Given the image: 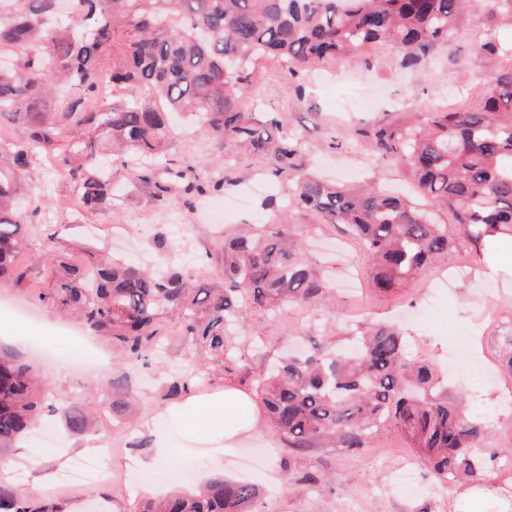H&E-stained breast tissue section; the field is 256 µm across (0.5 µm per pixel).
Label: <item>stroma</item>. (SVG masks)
I'll return each instance as SVG.
<instances>
[{
	"label": "stroma",
	"instance_id": "35a3bbf8",
	"mask_svg": "<svg viewBox=\"0 0 512 512\" xmlns=\"http://www.w3.org/2000/svg\"><path fill=\"white\" fill-rule=\"evenodd\" d=\"M459 27L445 46L411 67H401L397 51L365 48L350 58L304 65L293 77L277 70L263 85L246 82L239 102L249 112L280 113L289 131L305 141L307 160L324 178L413 193L408 171L374 152L371 142H360L359 132L413 125L425 112L478 106L489 68L473 41L491 37L511 46L512 26L469 14ZM334 139L339 148H331ZM172 154L199 170L210 169L214 158L211 139L186 119L175 125ZM234 176L223 190L199 198L178 185L162 198L153 183L114 163L112 198L86 227L59 209L60 201L74 193L64 169L35 167L21 202L31 240L19 258L26 277L19 286L0 289V315L10 316L14 324L13 340L1 341L0 349L32 365L49 388L54 409L28 439L0 451V457L13 462L0 481L61 512H139L147 485L167 490L213 477L257 485L262 494L254 512H455L457 486H442L396 429L379 433L361 449L327 441L296 449L264 423L230 455L220 442L189 438L181 419L167 413L174 401L166 395V380L189 351L178 334L177 316L159 317L162 340L150 365L119 359L111 337L99 333L93 336L88 367L63 364L73 337L83 330L38 299L55 266L63 261L89 264L107 251L153 262L156 237L182 233L185 270L197 282L223 287L218 241L241 225L270 223L271 209L264 205L268 196L287 208L284 184L260 163L240 157ZM288 210V221L305 235V251L326 272L331 302L297 306L285 316L244 309L232 328L236 349L231 362L224 368L208 364L197 391L217 392L230 383L255 393L267 365L289 345L309 348L337 341L342 326L350 323H396L409 340L410 357L436 363L445 373L449 396H464L470 414L484 426L481 446L491 458L488 469L496 474L498 489L472 510L502 512L505 502H512V406L505 402L512 394V369L502 359L512 339V273L489 274L485 262L476 261L462 225L444 210L440 219L453 242L450 260L436 261L382 292L372 284L370 256L342 225L311 211ZM50 236L59 239L60 250L44 247ZM460 345L470 361L483 367V376L448 373V357ZM105 372L129 383L137 394L133 404L113 409L100 380ZM67 410L95 411L94 428L71 432L63 416ZM157 436L166 445L165 463L150 471L146 464L157 453L152 446ZM106 446L112 449L106 464L113 480L66 481L75 461ZM309 471L324 474L323 487L301 483Z\"/></svg>",
	"mask_w": 512,
	"mask_h": 512
}]
</instances>
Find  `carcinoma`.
<instances>
[{
    "instance_id": "cac0c4a2",
    "label": "carcinoma",
    "mask_w": 512,
    "mask_h": 512,
    "mask_svg": "<svg viewBox=\"0 0 512 512\" xmlns=\"http://www.w3.org/2000/svg\"><path fill=\"white\" fill-rule=\"evenodd\" d=\"M58 0H0V118L16 135L0 140V286H18V264L29 245L27 215L16 200L26 174L42 156L59 164L82 208L110 200L105 159L116 156L141 178L186 181L185 191H221L214 179L169 157L176 114L198 119L212 137L216 167L234 153L257 159L291 183L289 204L344 224L376 261L377 287L394 288L428 262L446 259L451 242L437 212L450 207L475 246L512 236V50L493 38L479 52L500 67L477 110L430 112L421 126L381 127L371 139L388 159L408 169L422 203L381 189L327 183L306 170L305 142L284 131L276 113L259 119L237 93L257 57L288 64L344 58L363 46L402 52L413 65L458 30L466 7L486 18L512 20V0H75L69 15ZM72 95L63 112L53 90ZM168 259L158 272L131 260L86 266L62 263L39 300L77 311L93 330L120 342V352L143 359L158 342L156 322L173 313L193 349L167 395L190 386L199 363L230 355L227 324L244 304L288 314L321 303L329 288L303 247L302 233L283 218L256 233L224 240V287L193 284L177 264L179 246L160 238ZM348 342L317 355L272 363L257 396L273 433L292 448L330 440L366 448L378 432L400 430L445 484L477 482L485 471L482 425L462 402L448 400L436 366L405 356L394 325L370 323L348 331ZM48 389L30 367L0 352V448H9L41 414ZM68 428L85 431L89 418L65 412ZM258 495L249 483L213 478L194 491L177 490L143 512H247ZM0 512H56L52 505L0 483Z\"/></svg>"
}]
</instances>
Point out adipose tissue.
I'll list each match as a JSON object with an SVG mask.
<instances>
[{"instance_id": "adipose-tissue-1", "label": "adipose tissue", "mask_w": 512, "mask_h": 512, "mask_svg": "<svg viewBox=\"0 0 512 512\" xmlns=\"http://www.w3.org/2000/svg\"><path fill=\"white\" fill-rule=\"evenodd\" d=\"M174 411L192 433L223 439L228 451L239 446L259 418L251 395L232 385L211 395H187Z\"/></svg>"}]
</instances>
